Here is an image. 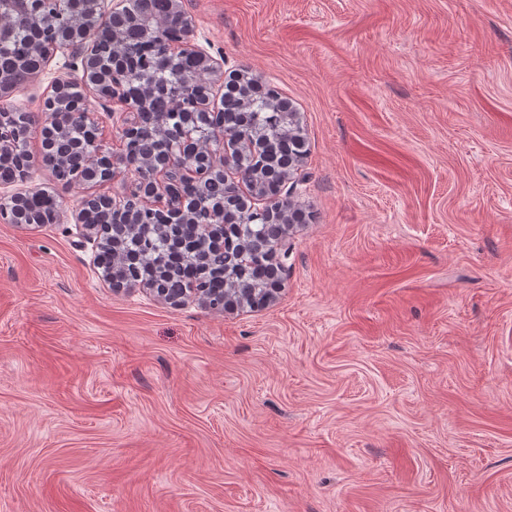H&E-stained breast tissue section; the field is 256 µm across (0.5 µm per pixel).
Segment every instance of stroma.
<instances>
[{"mask_svg": "<svg viewBox=\"0 0 512 512\" xmlns=\"http://www.w3.org/2000/svg\"><path fill=\"white\" fill-rule=\"evenodd\" d=\"M306 155L269 305L116 290L0 223V512H512V0H182ZM56 56L13 97L39 111Z\"/></svg>", "mask_w": 512, "mask_h": 512, "instance_id": "35a3bbf8", "label": "stroma"}]
</instances>
